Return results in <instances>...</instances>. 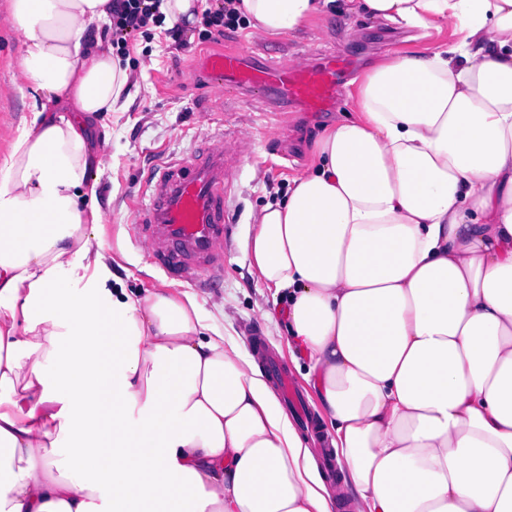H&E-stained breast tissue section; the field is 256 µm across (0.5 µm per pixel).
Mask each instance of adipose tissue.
I'll return each instance as SVG.
<instances>
[{"label": "adipose tissue", "mask_w": 512, "mask_h": 512, "mask_svg": "<svg viewBox=\"0 0 512 512\" xmlns=\"http://www.w3.org/2000/svg\"><path fill=\"white\" fill-rule=\"evenodd\" d=\"M235 8L257 36L341 10L452 31L363 74L242 249L354 512H512V0ZM6 21L27 102L0 153V512H334L246 344L192 297L114 282L82 202L90 119L131 98L129 64L90 42L112 0H9Z\"/></svg>", "instance_id": "ef3b65f1"}]
</instances>
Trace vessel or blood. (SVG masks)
Instances as JSON below:
<instances>
[{
    "label": "vessel or blood",
    "instance_id": "b4317fda",
    "mask_svg": "<svg viewBox=\"0 0 512 512\" xmlns=\"http://www.w3.org/2000/svg\"><path fill=\"white\" fill-rule=\"evenodd\" d=\"M351 59L322 52L288 66L226 50L207 55L202 68L211 82L235 91L259 90L272 101L310 112L332 111ZM242 163L241 139L224 129L194 153L163 166L149 183L148 201L134 213L137 236L155 264L178 280L207 287L224 275V238L232 220L230 199Z\"/></svg>",
    "mask_w": 512,
    "mask_h": 512
}]
</instances>
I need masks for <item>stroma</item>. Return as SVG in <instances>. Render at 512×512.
<instances>
[{"label": "stroma", "instance_id": "35a3bbf8", "mask_svg": "<svg viewBox=\"0 0 512 512\" xmlns=\"http://www.w3.org/2000/svg\"><path fill=\"white\" fill-rule=\"evenodd\" d=\"M204 23L181 28L189 49L177 47L168 30L155 27L128 42L130 65L137 82L124 112L98 113L94 131L107 144L96 197L104 213L103 240L114 259L112 270L127 288L144 293L168 289L193 296L209 323L225 335L250 342L262 337L279 361L282 373L295 383L303 378L288 348L280 318H269L272 293L252 274L242 243L253 228L254 214L276 198L310 161L314 139L329 124L328 114L291 106L273 109L261 95L236 94L216 104L215 90L201 70L204 55L227 48L255 50L263 58L291 63L300 52L333 48L352 55L356 65L344 84L345 94L375 60L392 53L421 52L451 42L449 29L428 30L416 40L393 34L391 27L353 13L310 19L294 36H249L245 27L228 30L218 43L201 41ZM20 40L0 21V153L4 152L21 116L23 81L18 76ZM231 121L249 154L234 184L231 232L224 246V277L207 288L169 278L153 266L135 239L132 217L146 199L152 171L190 154L202 136Z\"/></svg>", "mask_w": 512, "mask_h": 512}]
</instances>
